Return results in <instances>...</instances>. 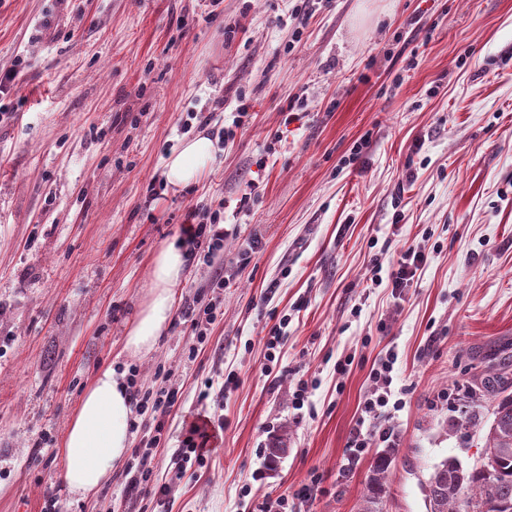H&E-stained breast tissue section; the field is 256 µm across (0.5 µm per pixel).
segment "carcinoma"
Here are the masks:
<instances>
[{
    "label": "carcinoma",
    "mask_w": 512,
    "mask_h": 512,
    "mask_svg": "<svg viewBox=\"0 0 512 512\" xmlns=\"http://www.w3.org/2000/svg\"><path fill=\"white\" fill-rule=\"evenodd\" d=\"M507 376L495 373L480 381L486 395L497 400L485 447L494 457V472L465 470L449 458L438 464L426 483L430 512H512V394H505ZM390 456H377L363 496L361 512H381L387 494Z\"/></svg>",
    "instance_id": "cac0c4a2"
}]
</instances>
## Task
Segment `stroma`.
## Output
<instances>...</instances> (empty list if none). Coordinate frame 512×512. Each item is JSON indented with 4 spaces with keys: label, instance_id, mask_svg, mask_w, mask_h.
Here are the masks:
<instances>
[{
    "label": "stroma",
    "instance_id": "1",
    "mask_svg": "<svg viewBox=\"0 0 512 512\" xmlns=\"http://www.w3.org/2000/svg\"><path fill=\"white\" fill-rule=\"evenodd\" d=\"M296 5L0 0V70L26 63L0 98V512H42L50 495L56 512H257L307 483L302 512H359L384 449L383 512H429L435 466L479 465L494 419L480 380L512 370V0ZM203 130L202 177L168 188L167 153ZM218 206L229 286L208 345L190 354L174 324L150 355L123 352L153 256L189 208ZM410 248L427 261L401 296L371 283L372 260L387 271ZM389 356L400 405L344 469ZM132 364L192 415L197 382L234 371L219 449L162 502L130 495L122 467L72 496L66 426L99 369Z\"/></svg>",
    "mask_w": 512,
    "mask_h": 512
}]
</instances>
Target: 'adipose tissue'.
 <instances>
[{
	"instance_id": "1",
	"label": "adipose tissue",
	"mask_w": 512,
	"mask_h": 512,
	"mask_svg": "<svg viewBox=\"0 0 512 512\" xmlns=\"http://www.w3.org/2000/svg\"><path fill=\"white\" fill-rule=\"evenodd\" d=\"M213 149L212 140L203 134L183 142L164 160L166 181L175 187L196 181ZM184 277L183 247L173 242L160 248L152 259L149 291L125 333L127 353L145 356L155 349L171 322L173 289ZM130 414L124 374L109 366L100 369L84 391L60 448L62 479L73 495L95 496L124 464L130 448Z\"/></svg>"
}]
</instances>
